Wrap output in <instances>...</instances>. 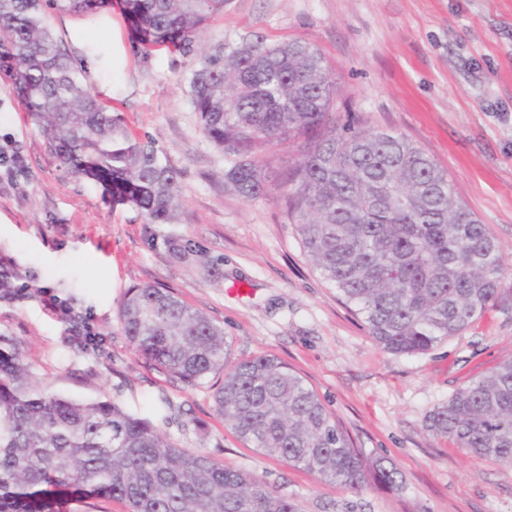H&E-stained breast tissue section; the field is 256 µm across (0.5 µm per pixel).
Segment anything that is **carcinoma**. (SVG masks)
<instances>
[{
    "mask_svg": "<svg viewBox=\"0 0 512 512\" xmlns=\"http://www.w3.org/2000/svg\"><path fill=\"white\" fill-rule=\"evenodd\" d=\"M124 2L140 44L184 54L224 8V0ZM46 4L89 13L110 0H0V58L11 62L49 147L72 172L109 184L145 223H178L179 171L91 93L47 26ZM335 96L315 45L258 33L200 52L188 91L203 135L230 161L225 182L247 200L266 195L257 151L308 138L282 188L306 256L378 345L424 353L496 301L499 244L408 137L330 124ZM167 244L180 260L200 253L190 239ZM119 318L138 355L192 388H209L216 412L247 446L353 490L370 478L397 485V472L354 448L301 376L274 356L232 357L224 327L173 292L131 288ZM428 430L512 466V357L434 408ZM98 499L128 512H301L277 487L178 447L105 396L82 400L43 387L23 341L0 332V512H62Z\"/></svg>",
    "mask_w": 512,
    "mask_h": 512,
    "instance_id": "obj_1",
    "label": "carcinoma"
}]
</instances>
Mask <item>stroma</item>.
Here are the masks:
<instances>
[{
  "label": "stroma",
  "instance_id": "35a3bbf8",
  "mask_svg": "<svg viewBox=\"0 0 512 512\" xmlns=\"http://www.w3.org/2000/svg\"><path fill=\"white\" fill-rule=\"evenodd\" d=\"M106 15L119 23L126 65L115 60ZM106 15L52 11L47 22L100 103L180 171L182 212L175 224L145 223L68 170L0 66V144H16L27 167L16 183L0 182V255L21 290L0 301V331L22 338L43 386L106 396L178 447L276 485L302 512H512V467L426 429L435 406L512 357V0H225L198 34L203 48L253 33L312 42L335 73L337 124L408 137L489 226L506 268L495 306L415 355L372 339L313 271L279 199L247 201L225 184L229 163L188 101L196 54L141 46L122 0ZM302 149L291 139L262 151L269 189ZM170 236L192 239L202 256L177 261ZM142 285L172 289L223 325L234 357L288 364L365 457L397 469L401 488L371 481L356 492L244 445L209 389L187 387L135 353L119 307ZM48 294L68 313L49 310Z\"/></svg>",
  "mask_w": 512,
  "mask_h": 512
}]
</instances>
